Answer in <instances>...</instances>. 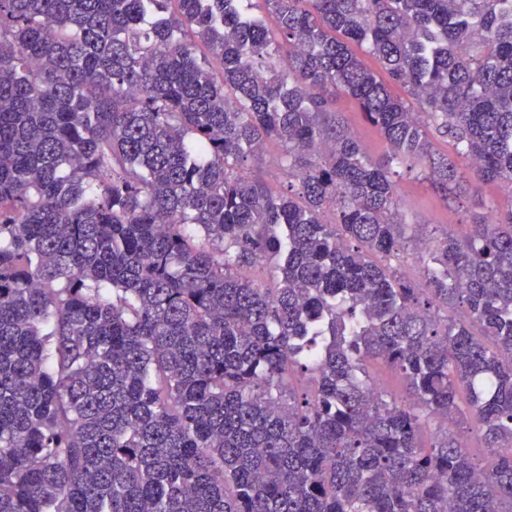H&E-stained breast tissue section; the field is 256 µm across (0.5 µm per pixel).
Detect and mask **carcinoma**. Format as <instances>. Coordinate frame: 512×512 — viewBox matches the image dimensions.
<instances>
[{"mask_svg": "<svg viewBox=\"0 0 512 512\" xmlns=\"http://www.w3.org/2000/svg\"><path fill=\"white\" fill-rule=\"evenodd\" d=\"M262 2L0 0V512H512V208L389 263L399 167L512 193V18ZM332 107L336 112H341L344 123L358 136L368 156L374 160L382 159L387 150L386 143L378 131L365 120L359 105L347 96L338 95ZM282 150L276 144H269L258 160H252L251 168L259 170L271 186L279 185L283 181L280 167ZM451 429L457 432V434L461 437H465V439L469 440L470 443V453L474 458L476 464L481 466H489L491 464V459L485 452V448H482L483 444L478 437V434L469 429V425L465 422H461L451 426Z\"/></svg>", "mask_w": 512, "mask_h": 512, "instance_id": "1", "label": "carcinoma"}]
</instances>
